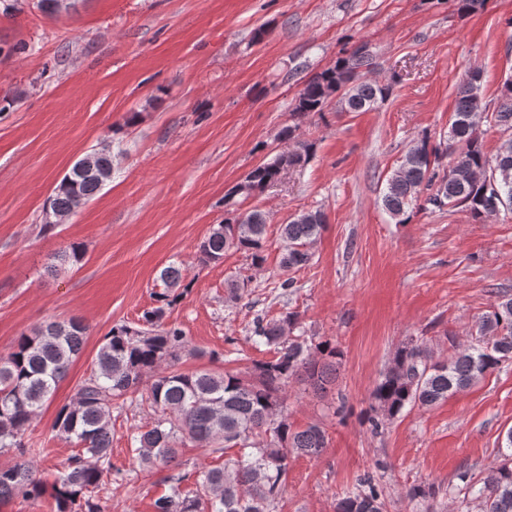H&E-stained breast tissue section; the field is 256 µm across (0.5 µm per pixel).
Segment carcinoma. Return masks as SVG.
<instances>
[{
	"label": "carcinoma",
	"mask_w": 512,
	"mask_h": 512,
	"mask_svg": "<svg viewBox=\"0 0 512 512\" xmlns=\"http://www.w3.org/2000/svg\"><path fill=\"white\" fill-rule=\"evenodd\" d=\"M371 54L359 47L344 48L336 61L308 78L299 90L292 116L323 117L331 96L344 112H368L384 101L391 85L371 82ZM481 73L475 70L457 92L448 138L438 143L428 136L411 147L386 181L381 202L403 224L419 207L461 208L483 220L494 214L490 200L512 212V79L504 81L497 111L487 113L480 94ZM508 133L490 157L483 147L481 124L488 120ZM280 138L291 148L252 168L224 196L227 217L215 224L198 246V260L207 266L235 249L247 254L252 267L265 262L266 213H239L237 196L258 197L276 184L284 171L308 163L314 142L300 138L299 124L288 125ZM451 156L448 169L440 161ZM97 170L89 173L74 164L56 185L50 210L71 215L112 178V150L91 153ZM325 215L308 210L281 225L284 271L309 265L312 245L321 234ZM163 291L155 306L143 311L138 326L116 324L100 345L92 374L80 384L70 402L55 417V437L76 448L51 486L35 475L27 456L35 451L26 433L43 404L55 394L59 381L83 351L87 328L76 319L48 322L23 334L13 350L0 357V449L12 448L20 460L0 466V500L15 496L38 501L49 497L50 512H104L99 492L104 473L112 470V408L131 400L161 412L150 426L128 436L132 460L142 468L168 467L186 445L206 454L235 456L223 465L204 467L193 487L183 489L191 474L170 476L169 493L154 500V512H273L288 479L294 455L318 456L328 444L323 426L303 429L288 421L286 389L293 382L324 394L336 383L342 352L330 340L317 343L295 334L300 315L287 311L276 318L254 317L250 340L256 349L273 352L268 360L240 357L242 370L177 369L183 358L202 355L176 325L162 324L167 310L190 292L181 270L164 267ZM512 362V297H502L481 317L474 341L448 358H440L423 342L399 347L376 385L374 405L365 416L378 434L406 409L430 408L448 395L469 387L503 364ZM503 462L491 470L476 491L480 512H512V430L506 435ZM382 489L367 475L355 491L336 499V512H385Z\"/></svg>",
	"instance_id": "carcinoma-1"
}]
</instances>
